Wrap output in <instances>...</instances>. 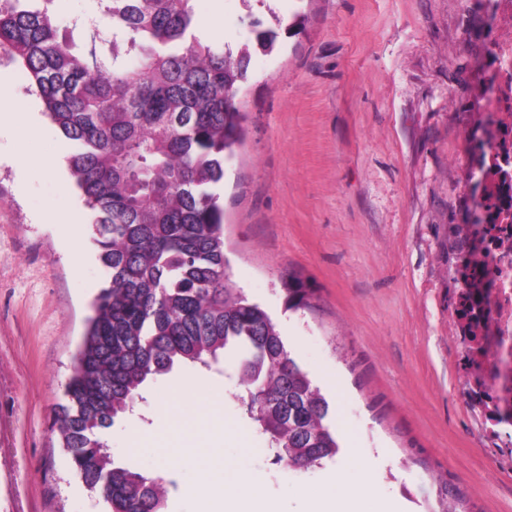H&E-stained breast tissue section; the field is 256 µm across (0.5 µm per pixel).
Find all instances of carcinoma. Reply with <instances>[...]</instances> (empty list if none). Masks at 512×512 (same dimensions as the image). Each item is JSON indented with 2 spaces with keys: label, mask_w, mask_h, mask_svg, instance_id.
I'll list each match as a JSON object with an SVG mask.
<instances>
[{
  "label": "carcinoma",
  "mask_w": 512,
  "mask_h": 512,
  "mask_svg": "<svg viewBox=\"0 0 512 512\" xmlns=\"http://www.w3.org/2000/svg\"><path fill=\"white\" fill-rule=\"evenodd\" d=\"M52 2L0 0V49L72 146L106 271L56 418L73 468L110 512H167L163 479L112 456L102 431L157 377L228 355L274 463L322 466L340 451L329 404L269 313L230 286L218 193L243 131L239 83L282 20L252 21V43L234 53L200 36L195 0H90L65 27Z\"/></svg>",
  "instance_id": "obj_1"
}]
</instances>
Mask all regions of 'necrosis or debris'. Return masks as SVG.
I'll list each match as a JSON object with an SVG mask.
<instances>
[{"label":"necrosis or debris","instance_id":"obj_1","mask_svg":"<svg viewBox=\"0 0 512 512\" xmlns=\"http://www.w3.org/2000/svg\"><path fill=\"white\" fill-rule=\"evenodd\" d=\"M504 31L492 50L496 92L488 102L497 118L494 138L474 142L471 160L497 157L486 177L485 222L465 234L460 253L471 257L456 275L452 311L461 350L460 378L472 408L491 398L512 412V0H495Z\"/></svg>","mask_w":512,"mask_h":512}]
</instances>
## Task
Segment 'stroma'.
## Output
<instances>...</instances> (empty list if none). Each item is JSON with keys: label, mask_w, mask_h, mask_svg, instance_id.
Wrapping results in <instances>:
<instances>
[{"label": "stroma", "mask_w": 512, "mask_h": 512, "mask_svg": "<svg viewBox=\"0 0 512 512\" xmlns=\"http://www.w3.org/2000/svg\"><path fill=\"white\" fill-rule=\"evenodd\" d=\"M489 4L197 0L200 16H217L200 34L217 43L249 42L255 18L291 26L272 53L252 55L239 88L245 134L220 187L224 254L233 286L320 387L342 448L319 468L274 465L236 377L174 369L104 433L115 458L164 479L168 512H202L191 486L203 454L258 477L274 512H309L308 491L339 474L345 493L370 482L398 512H440L446 500L512 512V463L465 398L448 316L471 210L464 133L498 35ZM1 77L40 133L0 125V512H105L55 425L105 274L86 208L60 192L67 144L0 52ZM291 283L307 290L296 310ZM188 381L202 393H182Z\"/></svg>", "instance_id": "1"}]
</instances>
